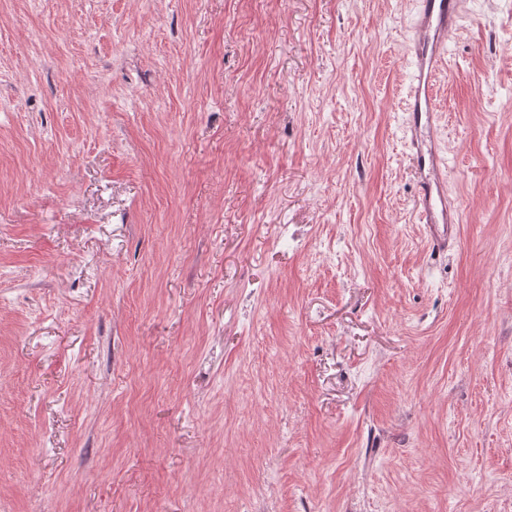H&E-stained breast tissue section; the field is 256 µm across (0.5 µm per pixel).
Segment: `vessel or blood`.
<instances>
[{"label": "vessel or blood", "mask_w": 512, "mask_h": 512, "mask_svg": "<svg viewBox=\"0 0 512 512\" xmlns=\"http://www.w3.org/2000/svg\"><path fill=\"white\" fill-rule=\"evenodd\" d=\"M462 0H416L413 39L407 58L413 69L405 131L419 178L414 211L431 249L447 250L457 237L459 209L445 189L448 160L437 149L433 78L448 57V36L460 25Z\"/></svg>", "instance_id": "vessel-or-blood-1"}]
</instances>
